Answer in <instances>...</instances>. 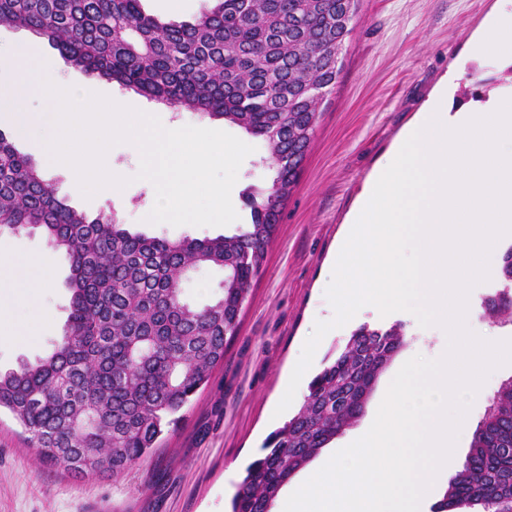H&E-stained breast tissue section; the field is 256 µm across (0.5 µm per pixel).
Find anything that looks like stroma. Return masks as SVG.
Masks as SVG:
<instances>
[{
    "label": "stroma",
    "mask_w": 512,
    "mask_h": 512,
    "mask_svg": "<svg viewBox=\"0 0 512 512\" xmlns=\"http://www.w3.org/2000/svg\"><path fill=\"white\" fill-rule=\"evenodd\" d=\"M511 11L512 0H360L339 55L341 72L320 104L322 115L297 183L251 284L239 332L223 363L212 369L156 448L117 478L80 477L45 464L21 426L1 413L0 512H228L247 465L266 437L298 410L325 358L340 352L352 332L366 323L355 317L324 336L292 403L276 414L305 341L332 309L326 283L350 229L348 217L370 176L444 77H453L448 95L457 101L468 90L486 96L512 88L511 67L475 59L468 50L471 38ZM60 75L68 82L94 83L102 94L133 100L164 124L242 134L223 120L147 99L67 64ZM110 158L114 170L130 179L118 200L99 196L81 201L73 193L71 173L51 171L47 177L58 196L92 217L109 214L131 229L172 240L223 234L220 226L148 223L155 189L136 177L139 152L123 143L111 148ZM0 244L41 261L38 267L17 269V293L4 298L27 332L22 341L0 340V370L5 371L45 356L53 340L62 336L69 306L63 282L69 263L63 254L51 251L37 231L1 234ZM48 311L57 319L49 330L43 326ZM397 324L403 332L401 349L379 374L361 414L331 441V448L344 446L364 428L407 360L418 354L435 358L439 336L420 327L415 316L387 317L377 327L386 330Z\"/></svg>",
    "instance_id": "stroma-1"
}]
</instances>
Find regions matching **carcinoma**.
Wrapping results in <instances>:
<instances>
[{"instance_id":"obj_1","label":"carcinoma","mask_w":512,"mask_h":512,"mask_svg":"<svg viewBox=\"0 0 512 512\" xmlns=\"http://www.w3.org/2000/svg\"><path fill=\"white\" fill-rule=\"evenodd\" d=\"M192 22L148 14L142 0H0V23L44 36L73 66L138 94L237 126L263 142L267 190L248 193L251 223L214 238L131 233L110 215L90 220L56 195L28 156L0 131V230L39 229L66 255L69 313L52 351L0 372V411L29 435L42 461L79 474L67 448L112 460L118 476L143 459L224 360L251 281L259 274L336 60L350 30L343 0H210ZM223 275L220 298L183 299L190 273ZM506 289L484 301L512 313V247ZM403 344L401 327L355 330L311 380L301 408L274 431L231 500V512H272L282 488L362 410ZM512 512V383L472 437L437 512Z\"/></svg>"}]
</instances>
